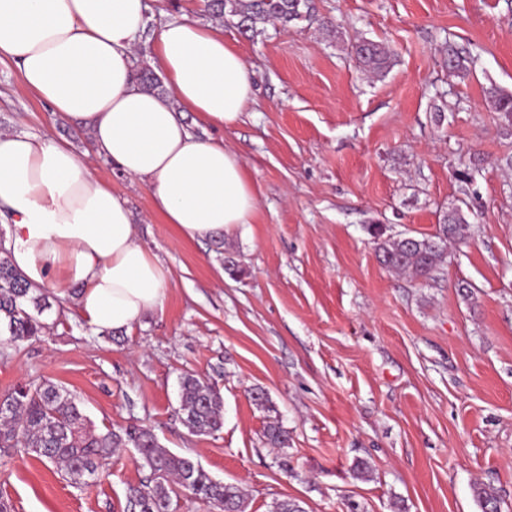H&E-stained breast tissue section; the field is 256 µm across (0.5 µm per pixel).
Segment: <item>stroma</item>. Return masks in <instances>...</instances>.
<instances>
[{
    "label": "stroma",
    "instance_id": "obj_1",
    "mask_svg": "<svg viewBox=\"0 0 512 512\" xmlns=\"http://www.w3.org/2000/svg\"><path fill=\"white\" fill-rule=\"evenodd\" d=\"M313 3L317 21L268 23L253 37L213 18L206 0H148L145 38L167 20L210 22L254 73L238 122L185 116L240 153L257 192L250 223L220 241L165 223L146 187L90 154L89 134L0 61V131L89 152L170 274L162 309L115 340L86 324L79 289H57L63 306L43 314L41 336L0 335V397L49 381L95 431L148 426L164 448L238 484L247 512L286 498L305 512H482L480 484L512 512V116L489 94H512V0ZM361 38L390 52L385 77L359 69ZM451 45L474 57L469 76L449 71ZM454 209L467 237L431 278L382 265L379 239L435 236ZM187 372L223 397L214 435L181 421ZM257 387L267 407L249 398ZM273 420L287 448L267 445ZM146 474L132 448L79 484L34 456H2L0 500L12 512H130L129 489Z\"/></svg>",
    "mask_w": 512,
    "mask_h": 512
}]
</instances>
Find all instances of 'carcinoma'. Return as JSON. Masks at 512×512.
I'll list each match as a JSON object with an SVG mask.
<instances>
[{
	"label": "carcinoma",
	"mask_w": 512,
	"mask_h": 512,
	"mask_svg": "<svg viewBox=\"0 0 512 512\" xmlns=\"http://www.w3.org/2000/svg\"><path fill=\"white\" fill-rule=\"evenodd\" d=\"M213 14L240 18L244 30L256 33L260 23L286 25L298 20H315L311 0H211ZM358 64L364 71L383 77L390 68V54L374 41L354 45ZM474 63L470 56L448 47V68L465 75ZM140 87L158 95H168L164 82L153 70L136 71ZM466 219L457 211L442 221L444 238L463 240ZM386 267L409 271L427 278L441 266L446 254L436 241L421 238L412 244L396 238L378 244ZM58 298H49L44 286L32 284L6 257H0V327L13 342L29 340L46 328L43 312ZM223 399L218 389L195 374L181 379L183 423L193 433L213 434L223 426ZM87 416L75 398L52 382L15 389L0 404V455L34 454L65 472L76 483L94 476L101 461L116 448L136 449L149 475L129 489V499L138 512H173L180 497L209 503L220 512H246L247 504L239 487L214 480L201 464L162 447L154 433L143 425L132 424L119 432L96 433L87 426ZM264 437L273 448L288 447V432L277 422L265 426ZM482 512H492L498 504L495 492L476 487Z\"/></svg>",
	"instance_id": "obj_1"
}]
</instances>
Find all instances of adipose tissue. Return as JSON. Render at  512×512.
Returning a JSON list of instances; mask_svg holds the SVG:
<instances>
[{"label": "adipose tissue", "mask_w": 512, "mask_h": 512, "mask_svg": "<svg viewBox=\"0 0 512 512\" xmlns=\"http://www.w3.org/2000/svg\"><path fill=\"white\" fill-rule=\"evenodd\" d=\"M146 0H0V56L51 111L83 124L92 149L143 183L165 223L192 240L250 223L257 195L239 153L193 134L236 123L253 103V73L212 25L169 20L155 33L158 72L171 96L142 91L134 51ZM4 246L33 284L51 275L79 286L81 316L122 330L161 309L169 272L136 240L125 202L68 144L0 132Z\"/></svg>", "instance_id": "1"}]
</instances>
